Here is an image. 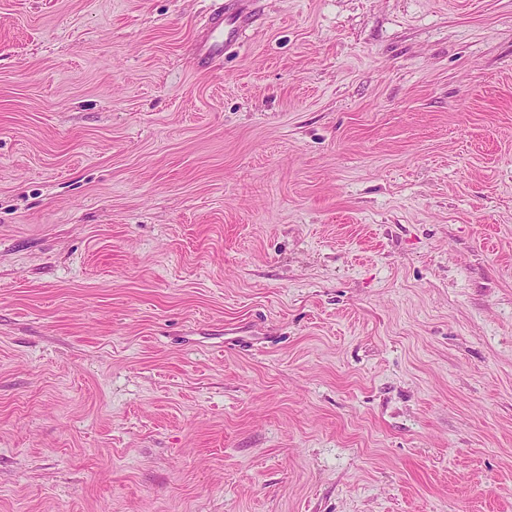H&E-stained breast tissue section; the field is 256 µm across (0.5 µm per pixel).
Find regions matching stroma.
<instances>
[{
  "label": "stroma",
  "mask_w": 512,
  "mask_h": 512,
  "mask_svg": "<svg viewBox=\"0 0 512 512\" xmlns=\"http://www.w3.org/2000/svg\"><path fill=\"white\" fill-rule=\"evenodd\" d=\"M0 0V512H512V0ZM224 27V17L217 15L212 20L211 35L202 38L196 46V59L200 69H207L212 61L224 56V46L231 41L229 36L224 40L216 36V32Z\"/></svg>",
  "instance_id": "1"
}]
</instances>
